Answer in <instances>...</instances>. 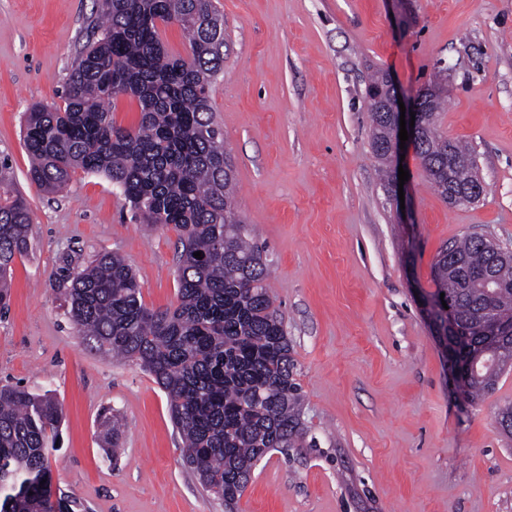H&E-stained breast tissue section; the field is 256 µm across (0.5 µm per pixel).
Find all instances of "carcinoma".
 <instances>
[{"instance_id":"obj_1","label":"carcinoma","mask_w":512,"mask_h":512,"mask_svg":"<svg viewBox=\"0 0 512 512\" xmlns=\"http://www.w3.org/2000/svg\"><path fill=\"white\" fill-rule=\"evenodd\" d=\"M102 17L65 83L63 105L25 113L24 147L39 189L62 191L77 170L112 181L136 219L177 235L178 302L153 311L124 258L99 253L61 286L66 314L81 341L103 356L147 372L169 398L184 466L201 487L238 512L257 463L303 441L302 392L296 382L285 318L269 294L263 249L250 237L233 201L234 178L224 135L210 102L224 68V22L214 0H96ZM187 33L188 57L164 48L160 25ZM390 81L378 71L366 88L372 155L389 183L390 129L377 100ZM445 69L419 94L422 126L416 156L443 198L471 183L474 151L439 129ZM120 97L137 101L134 129L112 120ZM27 200L0 170V311L10 301V271L29 247ZM202 252L201 258L194 253ZM431 317L442 302L460 319L462 352L486 342L484 318L512 327V252L481 235L445 244L433 267ZM512 369V337L496 341L457 379L465 400L495 391ZM64 410L53 395L0 386V512H74L76 501L53 485L49 450ZM117 453L121 425L105 420ZM512 437V404L499 409Z\"/></svg>"}]
</instances>
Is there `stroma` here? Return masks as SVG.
<instances>
[{"label":"stroma","mask_w":512,"mask_h":512,"mask_svg":"<svg viewBox=\"0 0 512 512\" xmlns=\"http://www.w3.org/2000/svg\"><path fill=\"white\" fill-rule=\"evenodd\" d=\"M216 3L211 105L314 439L262 458L239 512H512V439L496 424L512 371L491 395L458 399L421 303L445 243L478 233L512 249V0ZM95 20L94 0H0V164L32 216L0 313V385L62 403L49 463L77 512H224L182 464L166 393L86 348L58 291L62 272L116 252L148 308L177 301L174 231L136 222L102 175L76 172L59 195L29 179L23 114L60 103ZM441 67L440 128L473 149L485 192L449 205L409 152L399 217L371 154L366 86L383 69L414 95ZM105 410L123 423L114 460Z\"/></svg>","instance_id":"obj_1"}]
</instances>
